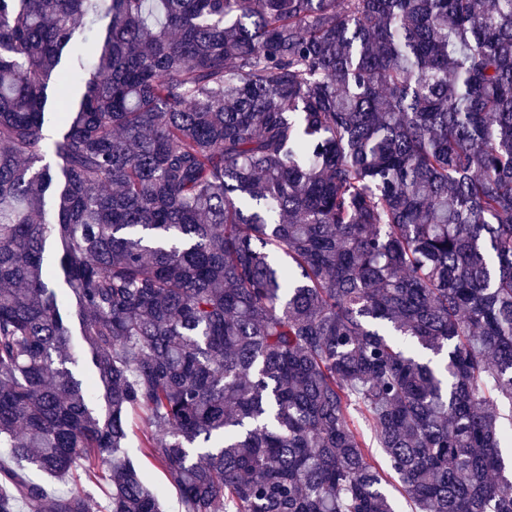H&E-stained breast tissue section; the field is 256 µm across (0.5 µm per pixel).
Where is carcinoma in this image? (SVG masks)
<instances>
[{"instance_id": "1", "label": "carcinoma", "mask_w": 512, "mask_h": 512, "mask_svg": "<svg viewBox=\"0 0 512 512\" xmlns=\"http://www.w3.org/2000/svg\"><path fill=\"white\" fill-rule=\"evenodd\" d=\"M136 428L184 512H512V0H0V512H163Z\"/></svg>"}]
</instances>
